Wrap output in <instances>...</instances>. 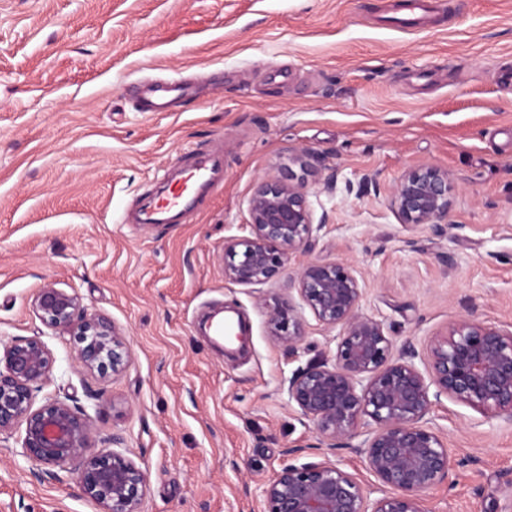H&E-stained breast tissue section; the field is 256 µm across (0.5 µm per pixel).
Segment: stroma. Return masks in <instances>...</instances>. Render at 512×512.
<instances>
[{"instance_id":"35a3bbf8","label":"stroma","mask_w":512,"mask_h":512,"mask_svg":"<svg viewBox=\"0 0 512 512\" xmlns=\"http://www.w3.org/2000/svg\"><path fill=\"white\" fill-rule=\"evenodd\" d=\"M427 3L404 30L407 0H0V345L49 348L37 403L85 411L96 442L148 469L143 512H261L283 465L326 459L379 497L362 456L321 447L288 402L289 377L336 349L307 309L297 352L269 332L307 261L351 263L363 313L419 367L450 322L512 325V0ZM160 76L196 87L176 111H140L138 86ZM218 147L224 184L184 223H137L171 165ZM423 165L456 186L441 236L391 206ZM265 175L305 183L327 225L278 279L225 282L224 243L248 237ZM46 285L127 336L122 372L81 367L32 306ZM224 309L244 347L200 332ZM430 419L471 463L424 492L427 512H512V424L447 400ZM20 444L0 437V512H97L74 464L43 474Z\"/></svg>"}]
</instances>
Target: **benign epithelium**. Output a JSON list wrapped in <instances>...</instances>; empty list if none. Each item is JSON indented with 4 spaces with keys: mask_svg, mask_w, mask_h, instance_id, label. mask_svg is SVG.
Instances as JSON below:
<instances>
[{
    "mask_svg": "<svg viewBox=\"0 0 512 512\" xmlns=\"http://www.w3.org/2000/svg\"><path fill=\"white\" fill-rule=\"evenodd\" d=\"M455 186L447 171L424 166L398 181L391 206L405 226L426 225L443 235ZM250 236L224 242V280L239 285L277 279L292 255L309 246L314 224L306 185L267 176L249 200ZM301 305L338 330L332 359L317 358L288 379V399L327 448H355L381 486L392 493L371 501L360 481L329 460L288 464L263 489V512H426L422 493L450 478L447 443L430 425L441 399L468 405L512 423V328L460 319L433 337L427 372L410 348L393 355L384 323L361 312L362 288L344 261H310L294 280ZM40 319L79 343L90 372H120L131 352L107 317L85 311L75 294L44 286L33 298ZM271 336L297 349L304 320L288 298L269 310ZM55 359L33 338L0 351V435L22 430L23 456L41 471L78 462L76 480L99 512H142L148 473L124 452L97 446L91 417L66 401L35 405ZM357 444H352L355 439Z\"/></svg>",
    "mask_w": 512,
    "mask_h": 512,
    "instance_id": "7a95c632",
    "label": "benign epithelium"
}]
</instances>
